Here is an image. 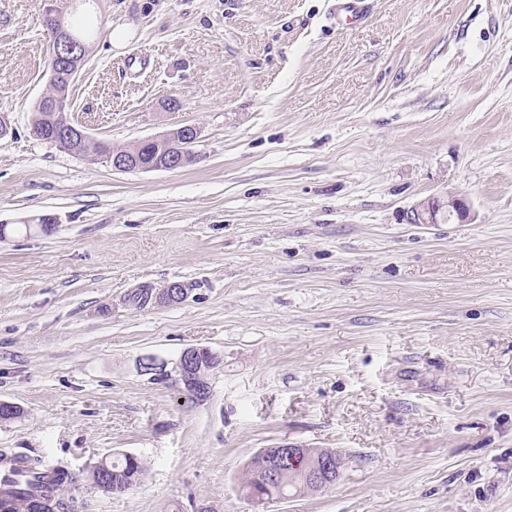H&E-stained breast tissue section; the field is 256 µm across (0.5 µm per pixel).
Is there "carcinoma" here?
<instances>
[{"label": "carcinoma", "instance_id": "cac0c4a2", "mask_svg": "<svg viewBox=\"0 0 512 512\" xmlns=\"http://www.w3.org/2000/svg\"><path fill=\"white\" fill-rule=\"evenodd\" d=\"M72 70L73 64L68 63L49 80V90L42 96L43 104L33 106L34 117L30 134L75 157L83 159L93 156L97 160H104L114 150L111 143L81 139L65 133L70 122V84L67 79ZM127 151L137 154L146 164L163 159V152L154 144L137 142L127 147ZM220 365L221 362L210 359L205 353L202 354V364L198 365L195 371L198 385H205L210 372ZM258 464L259 459L255 456L247 463L238 482V492L242 497L258 491L265 498L277 502L288 495L302 497L309 494L300 471L293 466L288 465L283 469L277 483L268 484L263 480ZM101 471L108 475L111 482L131 489L141 483L148 467L141 457L127 453L113 459L106 458L87 472L73 470L61 460L36 456L27 466V472L35 482L23 481L7 488L1 487L0 512H70V503L65 498V493L85 483L94 484Z\"/></svg>", "mask_w": 512, "mask_h": 512}]
</instances>
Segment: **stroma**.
Returning <instances> with one entry per match:
<instances>
[{
  "instance_id": "obj_1",
  "label": "stroma",
  "mask_w": 512,
  "mask_h": 512,
  "mask_svg": "<svg viewBox=\"0 0 512 512\" xmlns=\"http://www.w3.org/2000/svg\"><path fill=\"white\" fill-rule=\"evenodd\" d=\"M95 27L69 117L124 148L183 124L200 159L121 173L33 138L48 3ZM0 0V448L146 459L72 512H252L283 443L342 454L267 512H512V0ZM179 112L163 107L168 97ZM430 196L464 222L411 224ZM181 282L176 305L139 287ZM222 357L203 403L140 358ZM368 0H336L333 15L336 23L361 21L368 9Z\"/></svg>"
}]
</instances>
